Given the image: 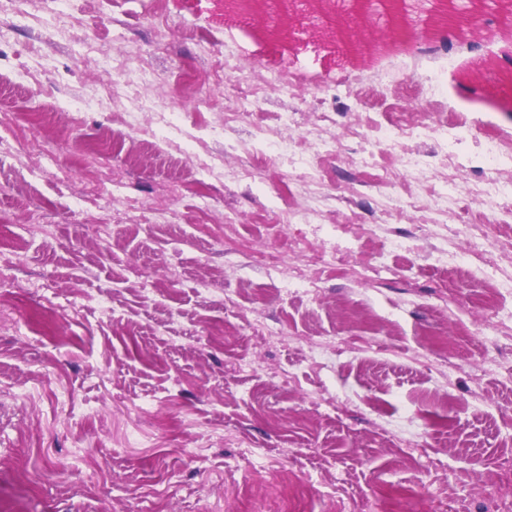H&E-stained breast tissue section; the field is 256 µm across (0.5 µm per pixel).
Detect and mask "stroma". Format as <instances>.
<instances>
[{
  "label": "stroma",
  "mask_w": 512,
  "mask_h": 512,
  "mask_svg": "<svg viewBox=\"0 0 512 512\" xmlns=\"http://www.w3.org/2000/svg\"><path fill=\"white\" fill-rule=\"evenodd\" d=\"M72 6L56 28L49 0L24 20L0 0V114L29 116L0 126V512H478L512 457V335H493L512 266L490 269L512 217L471 200L467 161L512 133V0H273L219 44L198 37L213 0H127L122 29ZM88 29L181 133L147 112L125 139L120 102L72 119L69 97L110 85L76 56ZM221 60V83L187 81ZM241 71L298 93L259 92L213 138ZM423 109L468 136L401 137ZM283 112L279 155L254 134ZM459 219L484 225V261L446 259Z\"/></svg>",
  "instance_id": "1"
}]
</instances>
